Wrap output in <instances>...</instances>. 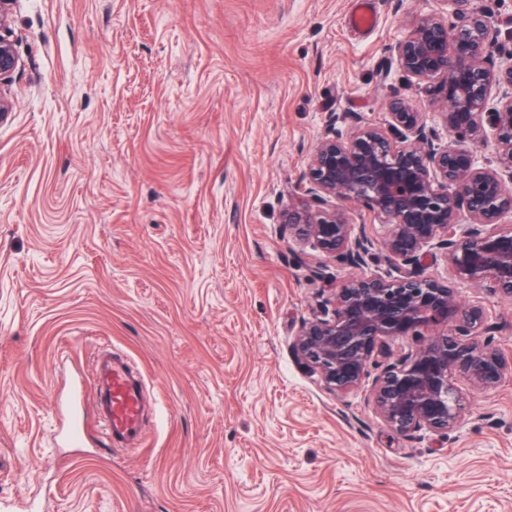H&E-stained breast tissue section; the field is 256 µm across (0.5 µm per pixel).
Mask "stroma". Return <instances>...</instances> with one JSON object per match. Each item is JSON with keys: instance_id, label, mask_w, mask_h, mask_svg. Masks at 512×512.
<instances>
[{"instance_id": "stroma-1", "label": "stroma", "mask_w": 512, "mask_h": 512, "mask_svg": "<svg viewBox=\"0 0 512 512\" xmlns=\"http://www.w3.org/2000/svg\"><path fill=\"white\" fill-rule=\"evenodd\" d=\"M17 0L0 119V507L22 512H512V376L445 434L329 391L304 321L351 276L288 232L330 113L384 125L435 88L394 47L438 0ZM512 357V301L463 292ZM132 359L143 445L63 461L57 402Z\"/></svg>"}]
</instances>
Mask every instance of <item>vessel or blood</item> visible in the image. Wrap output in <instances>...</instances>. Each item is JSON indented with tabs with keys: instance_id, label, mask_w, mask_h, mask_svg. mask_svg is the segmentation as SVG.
<instances>
[{
	"instance_id": "b4317fda",
	"label": "vessel or blood",
	"mask_w": 512,
	"mask_h": 512,
	"mask_svg": "<svg viewBox=\"0 0 512 512\" xmlns=\"http://www.w3.org/2000/svg\"><path fill=\"white\" fill-rule=\"evenodd\" d=\"M94 408L102 439L114 448L138 449L144 423L145 387L130 362L103 350L93 362Z\"/></svg>"
}]
</instances>
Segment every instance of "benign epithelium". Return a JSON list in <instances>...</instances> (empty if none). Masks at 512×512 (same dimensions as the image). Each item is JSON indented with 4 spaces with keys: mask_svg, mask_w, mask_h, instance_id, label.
Instances as JSON below:
<instances>
[{
    "mask_svg": "<svg viewBox=\"0 0 512 512\" xmlns=\"http://www.w3.org/2000/svg\"><path fill=\"white\" fill-rule=\"evenodd\" d=\"M15 2L0 0V115L12 109L3 86L21 66L5 35ZM439 2L443 10L416 18L395 53L417 84L439 80L438 118L448 144L438 142L405 98L389 103L385 126L333 114L303 175L299 205L288 215L299 243L341 264L362 267L378 257L390 267L385 276L347 280L334 289L332 309L302 324L295 352L329 389L359 387L383 339L436 331L373 379L374 403L400 434L448 432L465 410L457 379L491 388L512 372L500 350L475 340L495 331L484 309L460 302L470 286L512 298V225L502 223L512 217V52L495 64L501 29L476 0ZM489 139L490 158L480 150ZM346 200L387 219L386 238L354 231L338 205ZM439 252L448 257L445 280L427 272Z\"/></svg>",
    "mask_w": 512,
    "mask_h": 512,
    "instance_id": "1",
    "label": "benign epithelium"
}]
</instances>
